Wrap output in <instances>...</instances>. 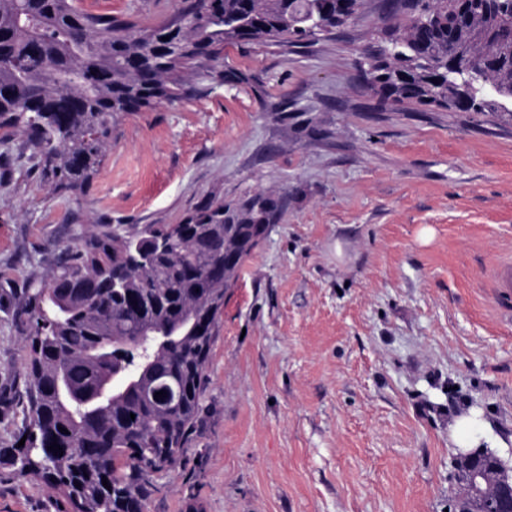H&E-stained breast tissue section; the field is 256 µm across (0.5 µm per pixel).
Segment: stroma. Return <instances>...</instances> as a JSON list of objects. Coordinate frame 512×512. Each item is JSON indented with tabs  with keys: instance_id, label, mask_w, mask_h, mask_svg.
I'll list each match as a JSON object with an SVG mask.
<instances>
[{
	"instance_id": "stroma-1",
	"label": "stroma",
	"mask_w": 512,
	"mask_h": 512,
	"mask_svg": "<svg viewBox=\"0 0 512 512\" xmlns=\"http://www.w3.org/2000/svg\"><path fill=\"white\" fill-rule=\"evenodd\" d=\"M382 0L301 47L229 45L194 95L119 116L86 191L0 132V388L22 378L20 290L77 238L183 224L212 199L285 198L245 260L203 413L148 512H446L455 424L512 461V121L381 104L359 77ZM157 24L178 0H74ZM0 512H58L0 464ZM490 288L495 292H506L512 288V257H501L495 264L491 277Z\"/></svg>"
}]
</instances>
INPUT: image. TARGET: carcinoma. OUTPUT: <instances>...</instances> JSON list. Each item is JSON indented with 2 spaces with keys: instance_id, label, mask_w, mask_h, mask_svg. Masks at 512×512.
<instances>
[{
  "instance_id": "cac0c4a2",
  "label": "carcinoma",
  "mask_w": 512,
  "mask_h": 512,
  "mask_svg": "<svg viewBox=\"0 0 512 512\" xmlns=\"http://www.w3.org/2000/svg\"><path fill=\"white\" fill-rule=\"evenodd\" d=\"M385 2L404 19L366 48L385 75L383 89L369 87L379 101L452 110L466 97L473 112L507 111L512 0ZM361 5L182 0L176 17L142 26L82 12L73 0H0V129L28 135L56 186L83 190L118 116L182 98L190 72L226 45H303ZM268 197H248L229 226L85 235L48 280L26 282L24 378L0 391V410L21 409L25 443L3 457L51 489L62 512H147L154 475L176 466L203 411L207 362L235 285L224 282V235L250 243L245 259ZM158 237L169 241L162 254L153 251ZM159 391L166 396L154 398Z\"/></svg>"
}]
</instances>
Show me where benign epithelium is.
<instances>
[{
  "label": "benign epithelium",
  "mask_w": 512,
  "mask_h": 512,
  "mask_svg": "<svg viewBox=\"0 0 512 512\" xmlns=\"http://www.w3.org/2000/svg\"><path fill=\"white\" fill-rule=\"evenodd\" d=\"M459 487L449 512H512V466L489 448L455 456Z\"/></svg>",
  "instance_id": "1"
}]
</instances>
